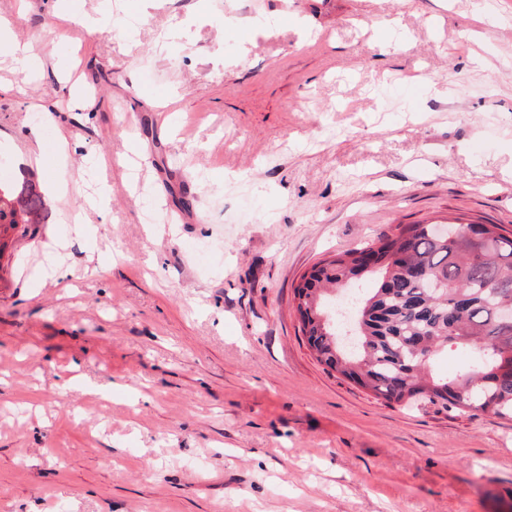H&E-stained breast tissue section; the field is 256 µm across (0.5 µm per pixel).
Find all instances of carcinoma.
Wrapping results in <instances>:
<instances>
[{"label": "carcinoma", "instance_id": "obj_1", "mask_svg": "<svg viewBox=\"0 0 512 512\" xmlns=\"http://www.w3.org/2000/svg\"><path fill=\"white\" fill-rule=\"evenodd\" d=\"M39 214L44 202L29 187L0 184ZM295 288L301 331L319 362L376 396L396 403L446 401L461 410L512 418V236L495 224H398L377 243L326 259ZM356 288L351 301L356 344L346 350L321 298L330 288ZM468 348L477 362L453 379L420 363Z\"/></svg>", "mask_w": 512, "mask_h": 512}]
</instances>
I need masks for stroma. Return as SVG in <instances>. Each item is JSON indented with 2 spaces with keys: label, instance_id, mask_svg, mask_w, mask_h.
Returning a JSON list of instances; mask_svg holds the SVG:
<instances>
[{
  "label": "stroma",
  "instance_id": "obj_1",
  "mask_svg": "<svg viewBox=\"0 0 512 512\" xmlns=\"http://www.w3.org/2000/svg\"><path fill=\"white\" fill-rule=\"evenodd\" d=\"M76 2L99 30L0 0L52 49L0 52V183L44 201L0 255V512H512V420L377 397L294 302L397 224L512 232V0Z\"/></svg>",
  "mask_w": 512,
  "mask_h": 512
}]
</instances>
